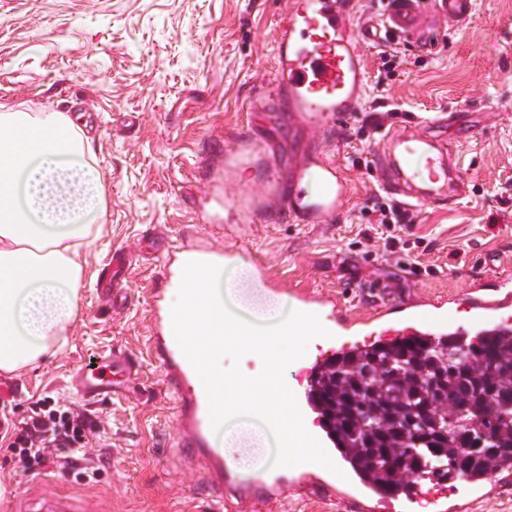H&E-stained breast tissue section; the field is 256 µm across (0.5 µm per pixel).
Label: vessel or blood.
Segmentation results:
<instances>
[{"instance_id": "1", "label": "vessel or blood", "mask_w": 512, "mask_h": 512, "mask_svg": "<svg viewBox=\"0 0 512 512\" xmlns=\"http://www.w3.org/2000/svg\"><path fill=\"white\" fill-rule=\"evenodd\" d=\"M357 0H287L275 34V73L262 86L255 109L284 113L302 150H285L284 139L243 133L224 151L228 171L257 169L264 190L240 199H225L224 256L242 259L250 253L241 242L245 224H326L348 203L353 188L346 169L331 151L342 122L358 112L365 96L363 52L367 43L406 38L434 50L441 27L455 28L469 19L474 0H388L382 17L355 24ZM378 186L411 203H451L468 191L458 174L453 150L435 133L416 123L383 132L374 155ZM317 178L307 191L309 178ZM376 306L349 316L338 295L300 293V311L319 317L335 336L359 335L361 327L381 323V335H441L452 327V301L398 299L385 282L370 285ZM464 304L472 324L488 329L512 324V277L487 274L476 278ZM155 350L169 390L179 399V428L169 455L170 468L197 476L203 494L225 502L229 512H257L258 507L317 491H338L357 512L381 505L384 512H417L419 493L383 490L353 477L341 478L326 468L303 463L278 469L265 479L244 484L217 447L207 394L199 375L178 345L172 315L161 309L155 319ZM139 373L134 359L109 354L75 370L71 387L84 400L128 390ZM483 483H470L436 498L434 512H470L474 503L492 498ZM22 512H102L93 499L63 495L29 499Z\"/></svg>"}]
</instances>
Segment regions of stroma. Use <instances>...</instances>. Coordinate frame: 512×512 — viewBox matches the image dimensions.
<instances>
[{
	"instance_id": "1",
	"label": "stroma",
	"mask_w": 512,
	"mask_h": 512,
	"mask_svg": "<svg viewBox=\"0 0 512 512\" xmlns=\"http://www.w3.org/2000/svg\"><path fill=\"white\" fill-rule=\"evenodd\" d=\"M286 0H0V109L89 113L103 173L106 218L86 249L79 309L65 346L18 374L6 405L22 419L49 395L89 409L107 429L99 478L45 471L15 473L0 446V512L15 498L57 490L102 499L109 512H205L194 478L171 472L175 402L154 357L155 292L174 247H223L224 197L253 189L248 173L224 172V146L243 124L272 137L276 119L254 111L260 81L274 72L278 14ZM396 52L393 76L381 54ZM366 95L334 152L353 194L334 222L246 224L242 242L270 279L286 287L340 292L362 305V286L387 280L399 294L462 295L472 278L512 257V0H476L468 21L448 31L434 53L404 40L364 48ZM399 105L402 126L453 113L476 125L460 153L465 197L439 209L420 206L415 236L428 239L414 275L380 250L353 247L358 211L377 192L367 163L378 136L356 131L378 102ZM364 166H355V159ZM128 257L127 303L115 311L95 285L114 253ZM137 358L133 389L86 403L71 374L91 358Z\"/></svg>"
}]
</instances>
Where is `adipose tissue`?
Instances as JSON below:
<instances>
[{
	"mask_svg": "<svg viewBox=\"0 0 512 512\" xmlns=\"http://www.w3.org/2000/svg\"><path fill=\"white\" fill-rule=\"evenodd\" d=\"M79 112L0 113V372L57 349L73 324L105 191Z\"/></svg>",
	"mask_w": 512,
	"mask_h": 512,
	"instance_id": "adipose-tissue-1",
	"label": "adipose tissue"
}]
</instances>
